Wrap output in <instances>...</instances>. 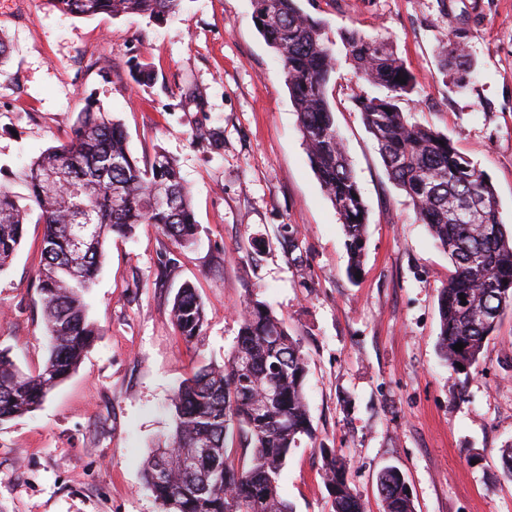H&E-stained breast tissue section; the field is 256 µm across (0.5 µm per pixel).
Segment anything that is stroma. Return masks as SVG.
Listing matches in <instances>:
<instances>
[{"mask_svg":"<svg viewBox=\"0 0 512 512\" xmlns=\"http://www.w3.org/2000/svg\"><path fill=\"white\" fill-rule=\"evenodd\" d=\"M332 40L390 41L416 81L402 101L490 178L512 227V0H299ZM253 0H186L155 21L76 16L53 0H0V185L66 143L95 105L131 153L176 159L198 241L175 248L139 225L112 236L86 301L99 334L75 372L23 417L0 424V512H164L143 484L174 428L171 398L196 368L224 363L248 298L266 302L308 359L313 438L291 450L279 492L295 512H330L320 447L342 449L367 512L376 478L397 467L414 512H512L500 479L512 444V312L469 377L437 349L438 298L451 264L396 187L354 101L373 94L340 64L329 87L368 212L359 277L340 217L313 172L281 64ZM458 37L476 63L459 90L438 46ZM43 227L29 223L0 273V350L24 373L47 356L38 268ZM205 305L204 334L171 319L183 284Z\"/></svg>","mask_w":512,"mask_h":512,"instance_id":"35a3bbf8","label":"stroma"}]
</instances>
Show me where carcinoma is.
Segmentation results:
<instances>
[{"label":"carcinoma","instance_id":"obj_1","mask_svg":"<svg viewBox=\"0 0 512 512\" xmlns=\"http://www.w3.org/2000/svg\"><path fill=\"white\" fill-rule=\"evenodd\" d=\"M183 2L54 0L58 9L77 16L150 19L178 12ZM254 22L278 55L311 167L342 221L353 274L365 249L367 209L327 95L338 65L335 43L299 0H254ZM342 44L354 74L382 91L358 97L356 107L389 177L452 264L438 299V348L450 373L467 375L503 312L512 310V234L500 220L487 175L448 135L412 121L400 107L414 92L415 79L390 43L350 32ZM437 58L456 87L467 86L475 66L455 41L439 47ZM398 76L405 82L396 81ZM50 173L61 175L60 188L48 186ZM15 179L25 197L0 187V272L18 251L30 212L37 211V223L45 228L38 281L50 352L37 373L25 376L0 351V422L43 403L94 342L97 328L88 319L82 292L97 278L108 235L125 236L138 224H155L184 249L195 243L198 230L177 161L158 150L139 163L120 124L99 108L79 113L69 141L40 154ZM476 198L485 207L473 218L469 206ZM82 224L90 225L89 240L74 257L71 241ZM171 316L183 341L199 338L205 308L194 286L179 289ZM457 343L462 350L453 349ZM307 368L306 355L283 322L266 303L249 299L231 357L222 365L201 366L174 394L173 440L153 452L143 472L154 497L164 505L177 502V512H294L279 494V478L291 449L313 436L304 395ZM271 380L279 399L259 418L255 406ZM319 452L332 512H365L362 498L350 488L348 463L334 448L322 446ZM183 455L194 458L192 468L179 464ZM162 464L168 468L164 478L158 475ZM377 490L385 512H413L399 469L384 468Z\"/></svg>","mask_w":512,"mask_h":512}]
</instances>
